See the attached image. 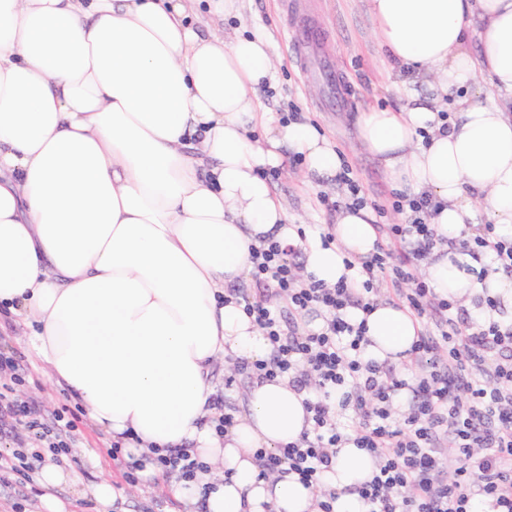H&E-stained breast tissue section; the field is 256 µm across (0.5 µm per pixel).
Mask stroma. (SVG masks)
<instances>
[{"mask_svg": "<svg viewBox=\"0 0 512 512\" xmlns=\"http://www.w3.org/2000/svg\"><path fill=\"white\" fill-rule=\"evenodd\" d=\"M306 13L326 33L317 47L318 58L333 61L337 73L346 83L349 94L344 101L328 98L327 89L317 74V65H301L288 45L287 12L284 0H237L236 15L218 19L201 11L198 22L206 33L260 35L270 42V51L279 64L274 86L259 91L263 107L288 117L308 120L324 133L346 159L349 182L304 174L301 165L285 160L271 186L280 197L291 218L305 228L316 230L333 226L335 211L326 209L321 195H329L346 205L349 184H356L359 195L374 208L378 223L406 222V213L394 209L397 193L381 165L360 145L355 116L372 107L399 110L410 101L401 89L402 78L392 69L379 45L374 23L368 13L367 0H303ZM29 328L9 319L0 320V352L14 354L26 369L19 393L39 407L45 419H53L62 407H74L75 395L62 383L53 382L48 366L29 344ZM111 435L84 421L71 434L76 458L72 469L76 486L63 490L71 500L72 512H93L94 504L85 497V489L107 479L129 490V512H185L184 506L171 498L165 483L146 487L129 485L106 450Z\"/></svg>", "mask_w": 512, "mask_h": 512, "instance_id": "stroma-1", "label": "stroma"}]
</instances>
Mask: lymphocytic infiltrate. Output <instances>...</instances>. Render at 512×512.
<instances>
[{
    "label": "lymphocytic infiltrate",
    "instance_id": "obj_1",
    "mask_svg": "<svg viewBox=\"0 0 512 512\" xmlns=\"http://www.w3.org/2000/svg\"><path fill=\"white\" fill-rule=\"evenodd\" d=\"M432 208L429 195H417L408 201V222L384 225L385 242L359 261V288L302 277L294 249L272 238L253 247L252 280L261 294L247 300L246 311L273 351L266 361L238 360V373L268 380L285 375L300 389L311 382L323 391L343 388L341 408L359 416L357 425L344 428L325 400L307 402L311 429L298 442L258 450L262 475L291 472L305 485L316 484L337 448L350 441L379 460L378 473L359 490L370 512H473L479 498L512 512V324L493 322L463 333L452 303L419 278V262L437 245L428 222ZM448 247L476 258L492 255L499 269L512 273V240L495 235L493 225ZM379 277L413 316L435 321L434 331L420 334L413 347L427 369L415 382L414 405L401 416L392 397L403 380L361 360L366 327L346 315L350 308L370 310ZM279 298L295 315L324 312L322 329L285 325L275 305ZM494 349L501 354L496 361L488 358ZM5 419L16 431L17 448L0 458V487L20 488L42 459L27 447L26 435L44 428V415L29 401L0 392V421Z\"/></svg>",
    "mask_w": 512,
    "mask_h": 512
}]
</instances>
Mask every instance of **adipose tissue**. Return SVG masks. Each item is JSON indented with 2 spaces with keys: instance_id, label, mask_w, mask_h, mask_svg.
Masks as SVG:
<instances>
[{
  "instance_id": "adipose-tissue-1",
  "label": "adipose tissue",
  "mask_w": 512,
  "mask_h": 512,
  "mask_svg": "<svg viewBox=\"0 0 512 512\" xmlns=\"http://www.w3.org/2000/svg\"><path fill=\"white\" fill-rule=\"evenodd\" d=\"M194 6L0 0V308L34 327V351L95 425L126 438L144 484L159 478L156 457L188 445L204 467L169 487L185 506L319 512L323 489L333 512H369L358 489L377 461L353 443L319 488L259 475L257 450L299 440L319 391L254 382L235 424L215 430L214 363L272 350L244 301L224 296L250 279L251 246L272 235L300 247L305 274L358 288L361 268L344 260L369 256L379 236L365 206L341 210L329 243L291 222L263 170L291 154L333 178L342 158L310 121L261 107L257 90L277 75L268 41L201 35ZM368 11L410 105L362 112L359 140L396 189L437 205L443 242L422 269L434 292L478 323L512 324V278L446 245L482 218L512 238V0H368ZM348 316L366 324L365 360L409 359L421 326L405 307L380 300ZM75 481L46 462L39 512H68L57 491Z\"/></svg>"
}]
</instances>
